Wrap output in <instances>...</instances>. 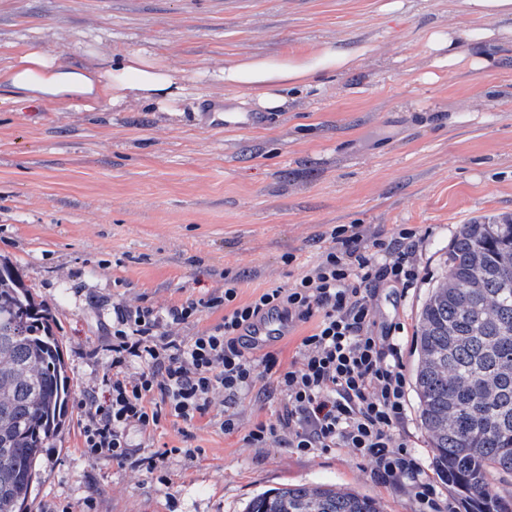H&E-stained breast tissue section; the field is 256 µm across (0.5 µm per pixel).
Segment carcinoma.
<instances>
[{"mask_svg":"<svg viewBox=\"0 0 512 512\" xmlns=\"http://www.w3.org/2000/svg\"><path fill=\"white\" fill-rule=\"evenodd\" d=\"M419 418L437 467L482 512H512V218L459 226L448 274L416 325ZM72 391L49 312L0 259V512H28L37 459L52 448ZM247 512H384L331 485L275 488Z\"/></svg>","mask_w":512,"mask_h":512,"instance_id":"carcinoma-1","label":"carcinoma"}]
</instances>
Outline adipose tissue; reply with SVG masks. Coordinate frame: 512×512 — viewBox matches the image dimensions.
<instances>
[{
  "instance_id": "1",
  "label": "adipose tissue",
  "mask_w": 512,
  "mask_h": 512,
  "mask_svg": "<svg viewBox=\"0 0 512 512\" xmlns=\"http://www.w3.org/2000/svg\"><path fill=\"white\" fill-rule=\"evenodd\" d=\"M495 38L503 44L512 41V25L424 34L426 45L439 54L438 65L467 60L476 68L485 66L486 61L468 57L466 43L488 44ZM369 51L366 45L339 49L328 44L310 54L254 57L226 65L222 78L225 87L239 90L241 111L277 112L288 103L285 89L306 85L323 71L354 70ZM1 90L9 93L12 101L49 112L119 109L133 101L162 112H179L192 95L185 80L152 50L122 51L90 66L63 61L36 44L0 63Z\"/></svg>"
}]
</instances>
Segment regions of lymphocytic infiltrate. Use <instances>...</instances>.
<instances>
[{"mask_svg":"<svg viewBox=\"0 0 512 512\" xmlns=\"http://www.w3.org/2000/svg\"><path fill=\"white\" fill-rule=\"evenodd\" d=\"M326 237L329 246L308 273L248 301H239L230 284L221 296L192 299L164 315L149 306L115 308L103 378L109 398L99 401L90 390L81 402L85 454L125 466L135 455L131 431L151 435L169 417L189 425L208 414L216 391L231 402L252 392L258 375L242 332L275 311L313 328L298 346L300 368L275 378L279 412L253 423L244 441L259 447L283 436L301 454L319 448L351 453L368 461L378 479L406 481L416 512H441V482L399 436L406 419L398 340L404 326L379 323L373 303L380 284L407 289L417 282V232L404 228L391 241L367 242L358 225L341 224ZM217 307L224 310L221 321L190 340L169 333V326ZM134 363L139 370L132 375Z\"/></svg>","mask_w":512,"mask_h":512,"instance_id":"lymphocytic-infiltrate-1","label":"lymphocytic infiltrate"}]
</instances>
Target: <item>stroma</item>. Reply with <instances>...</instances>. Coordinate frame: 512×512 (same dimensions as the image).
Masks as SVG:
<instances>
[{
	"label": "stroma",
	"mask_w": 512,
	"mask_h": 512,
	"mask_svg": "<svg viewBox=\"0 0 512 512\" xmlns=\"http://www.w3.org/2000/svg\"><path fill=\"white\" fill-rule=\"evenodd\" d=\"M458 0H0V57L35 43L95 64L115 51L151 49L191 87L192 107L35 112L0 104V257L53 317L72 384L64 434L44 449L31 512H244L258 493L329 484L370 496L387 512H415L403 482L376 481L367 462L338 450L300 455L280 441L244 442L275 416L268 378L212 416L170 419L147 440L173 448L163 476L82 454L80 401L102 382L116 305L166 311L224 293L239 300L289 286L317 263L339 224L365 239L425 231L422 280L380 287L384 320L405 323L403 372L416 360L419 310L448 272L459 225L512 215V46L490 66L436 67L426 29L496 27ZM369 43L349 73L289 90L284 112L228 125L234 91L226 64L253 55ZM296 262L285 263L286 254ZM197 457L176 454L183 443Z\"/></svg>",
	"instance_id": "stroma-1"
}]
</instances>
